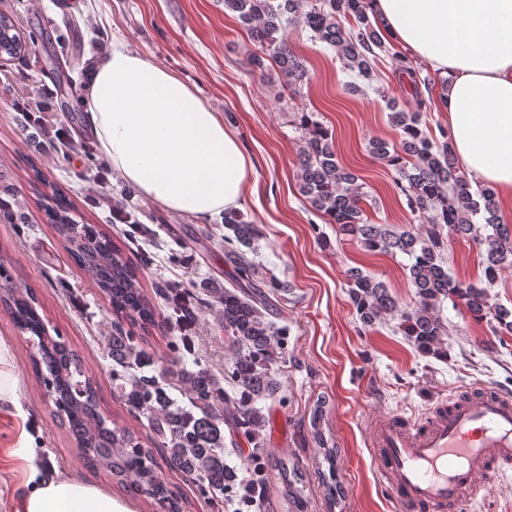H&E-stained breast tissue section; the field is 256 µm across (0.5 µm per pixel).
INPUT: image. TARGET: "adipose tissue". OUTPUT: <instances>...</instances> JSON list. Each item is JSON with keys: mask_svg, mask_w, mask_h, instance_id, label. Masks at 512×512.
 I'll list each match as a JSON object with an SVG mask.
<instances>
[{"mask_svg": "<svg viewBox=\"0 0 512 512\" xmlns=\"http://www.w3.org/2000/svg\"><path fill=\"white\" fill-rule=\"evenodd\" d=\"M372 8L392 40L443 79L440 102L465 169L512 195V0H374ZM82 106L101 155L147 200L210 220L243 199L252 163L237 137L153 60L113 46ZM4 458L26 469L17 512H133L37 459L28 434Z\"/></svg>", "mask_w": 512, "mask_h": 512, "instance_id": "adipose-tissue-1", "label": "adipose tissue"}]
</instances>
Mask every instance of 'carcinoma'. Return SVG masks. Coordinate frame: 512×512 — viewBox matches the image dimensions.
Here are the masks:
<instances>
[{
	"mask_svg": "<svg viewBox=\"0 0 512 512\" xmlns=\"http://www.w3.org/2000/svg\"><path fill=\"white\" fill-rule=\"evenodd\" d=\"M224 9L237 14L258 44L251 58L261 72L277 66L290 85L310 80L308 71L292 54L286 37L290 24L301 23L342 58L345 68L364 80L375 77L380 55L391 58L399 73L414 89L421 83L419 71L394 45L385 43L381 23L370 10L371 0H223ZM27 44L16 32L13 20L0 13V54L17 58ZM424 100L405 112L389 105L390 122L399 145L369 142L370 153L393 166L396 184L407 198L410 211L425 222L413 230L397 231L388 224H372L364 217L358 176L336 161L331 135L308 113H302L305 146L299 157V189L311 208L328 215L343 236L372 252L401 253L408 258L409 279L416 304L399 308L387 287L377 279L349 271V300L365 327L383 316L400 318V326L417 347L435 351L444 332L438 315L447 300L464 303L475 317L488 314L499 331L512 334V310L489 305L487 287L498 271L512 266V231L500 222L495 191L473 186L456 166L450 135L439 129L440 138L421 125ZM73 203L56 190L44 207L48 222L70 246V254L88 273L112 310L129 326H118L104 337L106 354L112 359V385L129 410L146 418L152 447L148 448L130 430L104 417L97 402L96 382L86 375L80 356L60 336L48 334L34 293H21L13 282L6 260H0V284L7 288L5 304L9 317L33 343L30 358L46 387L52 390L58 413L82 457L112 472L118 480L155 499L167 512H181V505L159 476L155 455L168 469L199 483L204 493H236L242 502L257 503L269 482L271 451L270 417L261 401L283 400L275 365L285 359L288 328L278 327L268 315L272 296L286 291L287 284L262 272V266L247 257L260 237L258 225L244 220L238 210L224 212V263L232 268V287L213 282L200 286L166 289L169 313L166 323L175 330L195 316L200 303L214 309L233 359L224 380H219L201 359L186 360L178 341L172 352L157 361L136 342L135 332L148 333L156 324V306L143 292L138 267L111 235L96 224H79L71 217ZM473 240L485 252L486 286L463 283L448 273L444 257V232ZM190 235L175 237L176 249L169 261L180 264L193 259ZM227 382L226 390L221 382ZM322 406L313 412V439L325 449L328 475L322 477L329 501H336L334 450L319 429ZM245 439L252 448L241 467L224 460V432ZM288 512H309L304 475L297 466L277 465Z\"/></svg>",
	"mask_w": 512,
	"mask_h": 512,
	"instance_id": "cac0c4a2",
	"label": "carcinoma"
}]
</instances>
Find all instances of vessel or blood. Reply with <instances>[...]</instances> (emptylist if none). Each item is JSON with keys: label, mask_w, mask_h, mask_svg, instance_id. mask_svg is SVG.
Returning a JSON list of instances; mask_svg holds the SVG:
<instances>
[{"label": "vessel or blood", "mask_w": 512, "mask_h": 512, "mask_svg": "<svg viewBox=\"0 0 512 512\" xmlns=\"http://www.w3.org/2000/svg\"><path fill=\"white\" fill-rule=\"evenodd\" d=\"M376 479L399 512H463L480 479L512 467V393L479 389L474 398L435 404L424 423L386 415L369 427Z\"/></svg>", "instance_id": "vessel-or-blood-1"}]
</instances>
